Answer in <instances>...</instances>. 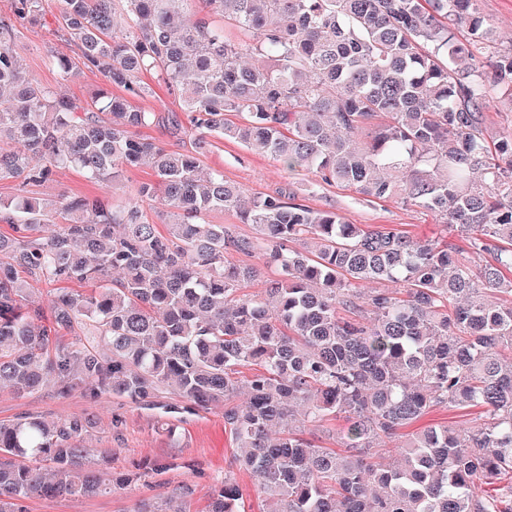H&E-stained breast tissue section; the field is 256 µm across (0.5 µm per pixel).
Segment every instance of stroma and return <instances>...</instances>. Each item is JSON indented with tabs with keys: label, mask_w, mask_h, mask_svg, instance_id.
Listing matches in <instances>:
<instances>
[{
	"label": "stroma",
	"mask_w": 512,
	"mask_h": 512,
	"mask_svg": "<svg viewBox=\"0 0 512 512\" xmlns=\"http://www.w3.org/2000/svg\"><path fill=\"white\" fill-rule=\"evenodd\" d=\"M12 48L27 73L67 97L85 102L103 85L101 76L88 70L69 82L59 77L50 56L73 59L78 51L68 37L58 33L53 13H46L41 24L22 30ZM201 165L222 171L225 180L238 186L248 201L286 188L295 192L299 202L336 211L351 224L384 225L419 239L444 235L450 245L462 244L456 233H444L435 216L421 207L378 201L352 189L327 185L311 173L288 172L271 157L247 150L234 140L214 141L202 156ZM153 179L152 170L144 166L127 171L115 182L92 183L69 168L58 171L53 181L31 186L30 191L46 199L63 193L98 195L119 204L140 183ZM88 413L93 415L94 425L82 443L83 464L107 467L118 474L149 461L152 469L108 494L31 497L25 502L26 512H146L170 495L179 498L184 512H207L212 490L223 480L232 456L231 441L224 432L223 405L169 419L108 393L94 400L78 390L61 393L53 380L25 395L0 390V424L25 414L52 421Z\"/></svg>",
	"instance_id": "obj_1"
}]
</instances>
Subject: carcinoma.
<instances>
[{"label": "carcinoma", "mask_w": 512, "mask_h": 512, "mask_svg": "<svg viewBox=\"0 0 512 512\" xmlns=\"http://www.w3.org/2000/svg\"><path fill=\"white\" fill-rule=\"evenodd\" d=\"M44 2L12 0L0 16V181L74 168L114 182L147 164L157 182L118 208L0 199L14 231L0 235V388L32 393L53 377L64 393L166 414L222 403L232 463L266 494L260 512H512V134L491 140L483 122L489 98L512 105V47L492 45L479 0H57L79 63L53 64L65 81L101 76L89 103L30 77L11 48ZM147 72L181 92L167 125L195 133L192 148L142 135L158 122L133 104L153 93ZM213 138L430 210L467 248L348 224L293 194L245 207L224 173L201 168ZM155 199L163 233L147 218ZM224 211L256 237L209 220ZM255 256L276 278L249 293ZM360 281L402 287L365 296ZM38 282L93 288L45 306ZM77 328L86 344L63 343ZM441 407L482 415L416 426ZM337 418L342 447L305 437ZM91 425L0 424V512L131 482L81 464ZM240 499L226 474L209 512H238Z\"/></svg>", "instance_id": "obj_1"}]
</instances>
